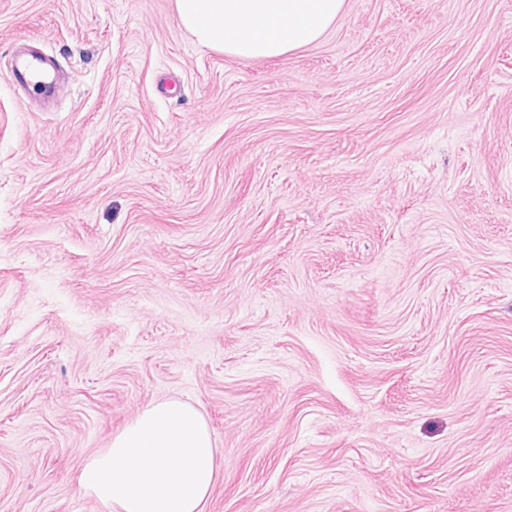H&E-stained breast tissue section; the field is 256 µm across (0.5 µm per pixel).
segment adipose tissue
I'll use <instances>...</instances> for the list:
<instances>
[{
    "instance_id": "1",
    "label": "adipose tissue",
    "mask_w": 512,
    "mask_h": 512,
    "mask_svg": "<svg viewBox=\"0 0 512 512\" xmlns=\"http://www.w3.org/2000/svg\"><path fill=\"white\" fill-rule=\"evenodd\" d=\"M344 0H175L182 25L204 46L238 58L270 59L312 44ZM217 475L212 434L199 410L179 400L145 406L80 475L111 512H203Z\"/></svg>"
}]
</instances>
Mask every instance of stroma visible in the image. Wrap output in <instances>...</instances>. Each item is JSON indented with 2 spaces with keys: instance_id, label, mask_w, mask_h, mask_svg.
<instances>
[{
  "instance_id": "obj_1",
  "label": "stroma",
  "mask_w": 512,
  "mask_h": 512,
  "mask_svg": "<svg viewBox=\"0 0 512 512\" xmlns=\"http://www.w3.org/2000/svg\"><path fill=\"white\" fill-rule=\"evenodd\" d=\"M164 399L204 512H512V0H345L267 60L0 0V512H105L83 466ZM16 68V78L29 86L32 84V81H35L33 86L36 85L38 87V91L48 93H56L61 91V88L52 82L42 80L46 71L43 67V62L39 57L30 55L20 58L16 63Z\"/></svg>"
}]
</instances>
